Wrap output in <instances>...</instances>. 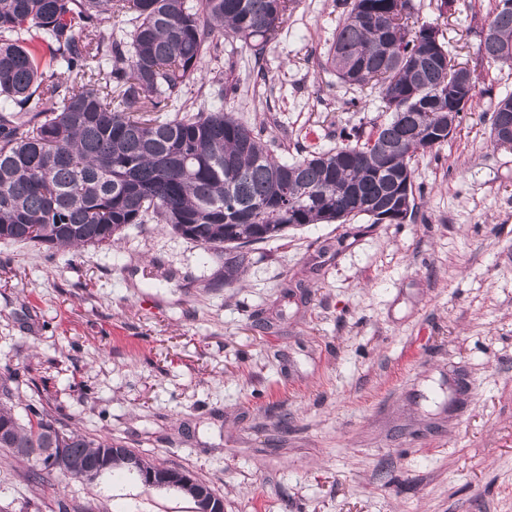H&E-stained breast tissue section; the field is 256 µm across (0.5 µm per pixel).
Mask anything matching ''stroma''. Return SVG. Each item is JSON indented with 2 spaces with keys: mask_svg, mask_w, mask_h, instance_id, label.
Listing matches in <instances>:
<instances>
[{
  "mask_svg": "<svg viewBox=\"0 0 512 512\" xmlns=\"http://www.w3.org/2000/svg\"><path fill=\"white\" fill-rule=\"evenodd\" d=\"M411 0L478 94L418 156L403 224H308L227 254L162 225L117 248L0 240V373L10 403L191 472L224 512H512V150L489 117L512 64L477 55L495 0ZM348 0H297L262 59L220 43L226 111L278 156L327 149L385 118L377 92L325 65ZM304 282V298L285 285ZM0 449V512H197L124 475L33 479Z\"/></svg>",
  "mask_w": 512,
  "mask_h": 512,
  "instance_id": "35a3bbf8",
  "label": "stroma"
}]
</instances>
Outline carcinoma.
I'll use <instances>...</instances> for the list:
<instances>
[{"mask_svg": "<svg viewBox=\"0 0 512 512\" xmlns=\"http://www.w3.org/2000/svg\"><path fill=\"white\" fill-rule=\"evenodd\" d=\"M294 0H0V240L49 248L110 246L124 225L155 222L207 251L236 249L304 224H344L378 211L412 218L402 188L415 158L448 141L477 91L458 79L438 27L410 23L397 0H352L326 64L349 85L378 89L387 119L367 136L292 162L261 131L224 111L182 101L215 38L261 57ZM126 18L119 38L103 29ZM480 59L512 63V10L494 8ZM415 34L406 38V31ZM512 129V94L498 99L490 138ZM0 448L39 462L65 448L83 466L129 471L133 450L63 431L45 410L26 421L0 403Z\"/></svg>", "mask_w": 512, "mask_h": 512, "instance_id": "carcinoma-1", "label": "carcinoma"}]
</instances>
